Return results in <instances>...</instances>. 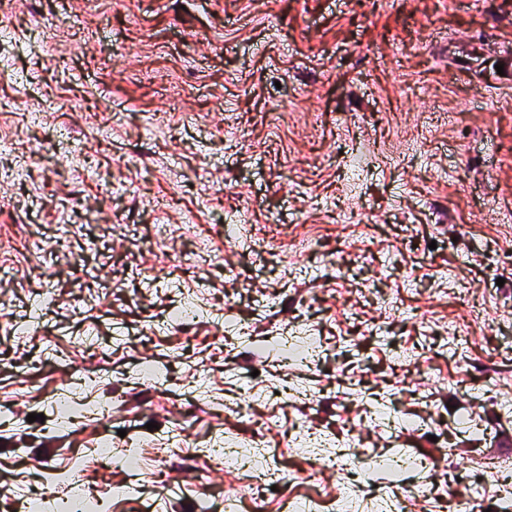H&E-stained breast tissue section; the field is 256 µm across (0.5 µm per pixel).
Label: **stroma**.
<instances>
[{
    "mask_svg": "<svg viewBox=\"0 0 512 512\" xmlns=\"http://www.w3.org/2000/svg\"><path fill=\"white\" fill-rule=\"evenodd\" d=\"M247 402L288 467L221 512H378L419 474L303 477L359 424L407 512L512 496V0H0V512H200Z\"/></svg>",
    "mask_w": 512,
    "mask_h": 512,
    "instance_id": "1",
    "label": "stroma"
}]
</instances>
